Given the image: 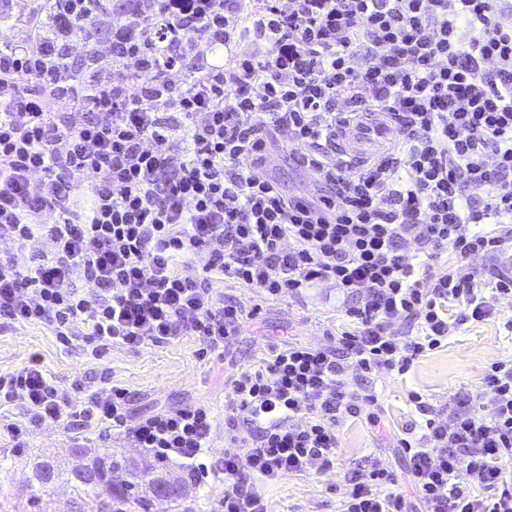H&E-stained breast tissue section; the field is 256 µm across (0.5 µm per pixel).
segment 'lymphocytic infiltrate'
<instances>
[{
    "instance_id": "f902f5d3",
    "label": "lymphocytic infiltrate",
    "mask_w": 512,
    "mask_h": 512,
    "mask_svg": "<svg viewBox=\"0 0 512 512\" xmlns=\"http://www.w3.org/2000/svg\"><path fill=\"white\" fill-rule=\"evenodd\" d=\"M40 19L0 42V238L12 244L0 318L95 358L180 336L214 352L255 315L214 300L231 280L265 300L328 284L351 299L350 326L335 345L289 344L231 377L230 447L212 467L209 405L136 418L125 388L64 389L36 353L0 373V409L116 430L196 483L223 476L213 512H266L261 486L330 466L348 419L378 425V397L356 378L405 374L440 347L456 328L449 303L481 322L512 296L511 275L440 263L512 255V0H136L94 37L109 67L84 82L53 65L69 37ZM60 97L78 109L51 112ZM370 108L390 116L394 157L336 160L337 122ZM277 149L316 195L260 175ZM398 319L411 333L392 331ZM410 400L422 423L395 446L411 495L376 463L349 479L341 512H512V363H493L449 412Z\"/></svg>"
}]
</instances>
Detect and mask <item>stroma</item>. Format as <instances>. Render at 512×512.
Listing matches in <instances>:
<instances>
[{"instance_id":"1","label":"stroma","mask_w":512,"mask_h":512,"mask_svg":"<svg viewBox=\"0 0 512 512\" xmlns=\"http://www.w3.org/2000/svg\"><path fill=\"white\" fill-rule=\"evenodd\" d=\"M336 289L320 285L305 296L288 301H265L239 336L223 354L201 355L197 337L181 336L159 346H115L104 358L91 359L83 344L61 345L43 325L13 324L0 319V372L20 368L30 354H40L48 374L64 388L76 380L98 386L101 374L127 388L133 415L203 402L214 413L211 460H219L224 439V396L229 376L258 364L273 350L287 344H329L349 321L341 311ZM512 317V296L496 302V313L483 322L459 326L436 350L416 360L403 375H379L370 385L380 395V426L362 418L350 419L339 435L338 457L333 467L312 466L306 473L290 475L263 490L267 512H338L344 478L364 472L379 461L396 473L405 464L391 448V435L402 434L415 421L409 401L421 394L436 407L448 409L457 392L481 390L482 377L490 363L512 360V336L502 327ZM27 446L33 452L53 456L59 471L69 470L75 448H112L130 451L122 434L96 428L67 429L46 425L27 431ZM8 441L0 440V512H27L37 488L26 476L27 458L11 454Z\"/></svg>"}]
</instances>
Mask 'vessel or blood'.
<instances>
[{
    "mask_svg": "<svg viewBox=\"0 0 512 512\" xmlns=\"http://www.w3.org/2000/svg\"><path fill=\"white\" fill-rule=\"evenodd\" d=\"M334 143L337 157L366 163L389 148L391 128L383 113L364 112L357 121L337 126Z\"/></svg>",
    "mask_w": 512,
    "mask_h": 512,
    "instance_id": "1",
    "label": "vessel or blood"
}]
</instances>
